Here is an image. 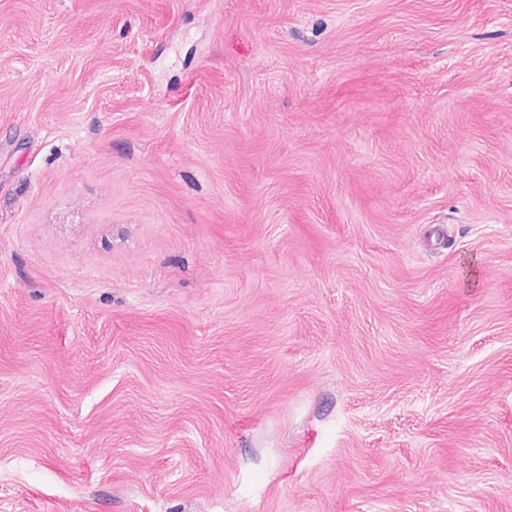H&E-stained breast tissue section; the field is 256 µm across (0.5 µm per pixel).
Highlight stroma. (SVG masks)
Segmentation results:
<instances>
[{
	"label": "stroma",
	"mask_w": 512,
	"mask_h": 512,
	"mask_svg": "<svg viewBox=\"0 0 512 512\" xmlns=\"http://www.w3.org/2000/svg\"><path fill=\"white\" fill-rule=\"evenodd\" d=\"M0 512H512V0H0Z\"/></svg>",
	"instance_id": "35a3bbf8"
}]
</instances>
